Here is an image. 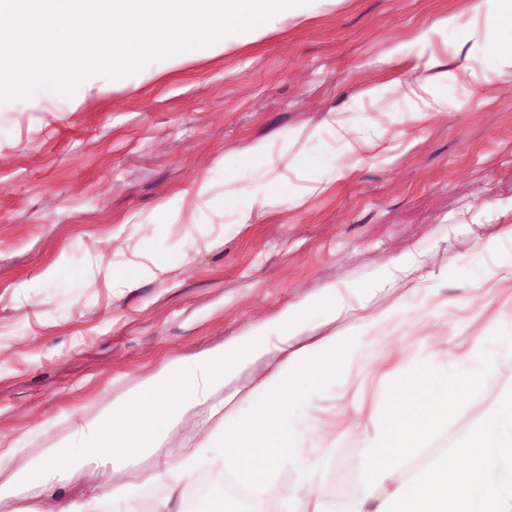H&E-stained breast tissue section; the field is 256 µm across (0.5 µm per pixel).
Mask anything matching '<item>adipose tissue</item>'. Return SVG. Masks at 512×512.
<instances>
[{"label":"adipose tissue","mask_w":512,"mask_h":512,"mask_svg":"<svg viewBox=\"0 0 512 512\" xmlns=\"http://www.w3.org/2000/svg\"><path fill=\"white\" fill-rule=\"evenodd\" d=\"M423 266L420 254L410 251L377 269L375 289L393 294L386 304L371 305L363 289L333 286L327 298L306 299L227 344L162 365L100 417L74 420L68 436L71 456L48 448L26 468L0 479V501L34 483L65 490L77 476L112 469L126 472L127 482L107 497L97 485H88L62 512H102L106 505L112 512H130L131 502L147 485L166 491L155 512H173L172 502L195 481L206 448L163 450L159 444L187 410L204 405L206 426L223 440L215 461L243 489L266 492L279 469L300 464L301 478L287 493L290 512H512V393L485 411L480 427L455 448L451 461L408 469L446 425L455 407L454 394L472 385L471 378L434 362L401 370L400 356L384 350L403 324L405 295L418 287L411 275ZM319 307L326 321L355 325L346 348H339L335 336L310 327L307 315ZM272 353L279 361L265 377L229 389V382L249 363ZM339 357L393 382L385 406L362 399L335 420L318 425L321 440L340 429L362 436L365 443L359 489L347 502L316 490L318 464L304 459L302 449L294 445L306 421L293 418L290 402L281 397L297 373ZM245 406L256 411L247 427L237 420ZM160 453L165 456L161 465L138 468L139 459Z\"/></svg>","instance_id":"ef3b65f1"}]
</instances>
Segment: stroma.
I'll return each mask as SVG.
<instances>
[{"mask_svg": "<svg viewBox=\"0 0 512 512\" xmlns=\"http://www.w3.org/2000/svg\"><path fill=\"white\" fill-rule=\"evenodd\" d=\"M425 101L435 113L418 130L408 115ZM331 112L386 130L348 175ZM258 143L265 158H244ZM201 179L210 192L183 222ZM266 186L281 205L255 213ZM499 224H512V17L497 0H338L237 49L151 61L105 94L0 101V471L164 363L329 286L370 287L410 250L433 278L407 310L435 311L449 351L483 337L493 364L465 368L478 383L425 452L445 458L512 391V287L475 292L512 268V239L484 247ZM129 274L138 288L116 293L112 277ZM433 330L394 335L404 365L434 353ZM359 384L340 362L301 372L294 411L326 417ZM362 455L358 437L338 439L321 492L339 497Z\"/></svg>", "mask_w": 512, "mask_h": 512, "instance_id": "stroma-1", "label": "stroma"}]
</instances>
